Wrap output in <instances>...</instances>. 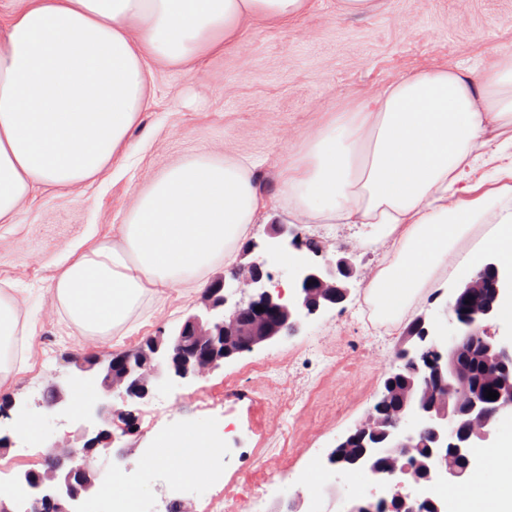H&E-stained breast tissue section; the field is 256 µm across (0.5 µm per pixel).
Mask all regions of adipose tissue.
<instances>
[{
  "label": "adipose tissue",
  "instance_id": "adipose-tissue-1",
  "mask_svg": "<svg viewBox=\"0 0 512 512\" xmlns=\"http://www.w3.org/2000/svg\"><path fill=\"white\" fill-rule=\"evenodd\" d=\"M0 27V223H14L39 187L92 179L128 148L150 105L147 62L178 66L223 51L244 19L299 17L308 0H19ZM512 51L479 75L454 68L411 72L333 113L293 150L281 197L291 218L376 224L393 250L366 301L398 326L416 299L452 270L470 278L485 255L512 269V184L495 183L452 206L448 194L475 163L508 170ZM246 157L200 156L170 167L124 215L121 243L103 242L64 265L53 294L69 321L94 336L124 327L145 298L200 283L233 265L253 224L279 222ZM497 223L478 248L462 244L490 208ZM19 313L0 290V383L16 370ZM482 464L449 493L451 512H512V423H499ZM216 443L188 427L159 437L156 457L192 481Z\"/></svg>",
  "mask_w": 512,
  "mask_h": 512
}]
</instances>
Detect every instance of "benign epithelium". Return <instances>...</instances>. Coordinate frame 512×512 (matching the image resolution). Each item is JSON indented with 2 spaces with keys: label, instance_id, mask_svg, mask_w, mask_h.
Listing matches in <instances>:
<instances>
[{
  "label": "benign epithelium",
  "instance_id": "benign-epithelium-1",
  "mask_svg": "<svg viewBox=\"0 0 512 512\" xmlns=\"http://www.w3.org/2000/svg\"><path fill=\"white\" fill-rule=\"evenodd\" d=\"M269 236L272 250L301 249L296 224H273ZM266 264L265 259L254 261L231 272L228 280H213L202 297L203 310L167 335L150 336L102 363L89 364L78 354L69 357L76 372L101 379L102 394L81 417V444L51 449L44 471L23 475L30 496L22 512H73L74 504L93 489L87 461L110 454L116 440L137 425L135 411L113 408L112 395L136 405L151 395L161 377L191 382L221 368L227 359L272 344L295 331L302 319L343 302L354 276L346 257L322 263L308 258L294 268V299L286 302L282 290L271 287ZM484 269L492 275L478 273L448 302V321L454 325L451 344L441 345L434 325L420 320L421 335L411 347L400 349L399 365L393 367L379 400L329 454L330 463L341 472L373 460L376 479L407 487L395 496L399 512H446L417 490L430 482L462 481L475 464L474 449L489 440L492 422L512 417V382L504 378L512 371V341L489 332L497 303L512 289V281L492 263ZM239 293L248 300H235ZM456 303L465 304L467 312L455 313ZM258 306L262 310H256ZM477 361L485 363L497 380L495 400L486 398V390L473 376L472 364ZM404 365L413 378L397 392L393 382ZM50 392V401L37 405L56 414L69 413L67 386L56 384ZM416 448L425 449L428 459L422 476L406 463Z\"/></svg>",
  "mask_w": 512,
  "mask_h": 512
}]
</instances>
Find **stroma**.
I'll return each mask as SVG.
<instances>
[{"mask_svg": "<svg viewBox=\"0 0 512 512\" xmlns=\"http://www.w3.org/2000/svg\"><path fill=\"white\" fill-rule=\"evenodd\" d=\"M309 4L293 22L245 20L238 42L189 65L150 61L152 103L127 152L93 180L41 189L15 223H0V289L13 291L28 330L24 364L0 384V396L42 399L51 384L72 383L67 355L133 348L198 311L201 291L169 288L149 296L122 329L93 336L68 320L52 293L71 255L105 239L119 243L124 213L168 167L199 155L247 156L259 193L277 199L288 154L330 113L406 73L453 66L476 74L495 50H512V0H373L364 14L345 12L341 0ZM299 231L321 241L327 258L347 249L356 268L348 297L192 385L157 380L137 406V432L115 443L141 503L154 505L168 491L167 470L147 448L189 426L225 443L240 482H268L265 512H287L294 502L306 512L314 498L347 512L373 490L337 472L328 456L381 396L405 334L378 322L365 300L392 242L373 224ZM259 362L268 372H252ZM224 484L205 463L182 498L191 512H215Z\"/></svg>", "mask_w": 512, "mask_h": 512, "instance_id": "35a3bbf8", "label": "stroma"}]
</instances>
